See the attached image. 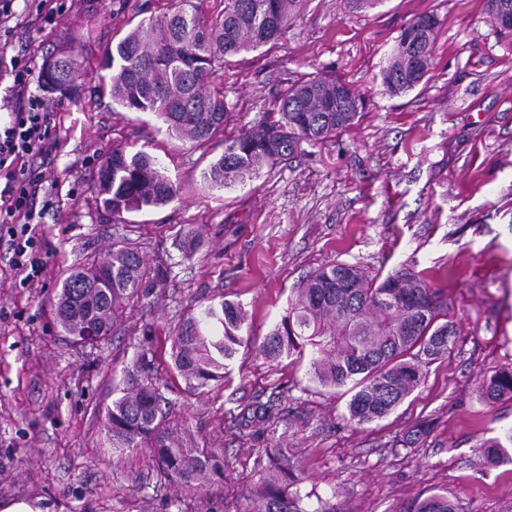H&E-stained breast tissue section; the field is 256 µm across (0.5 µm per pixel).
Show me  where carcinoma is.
<instances>
[{
	"label": "carcinoma",
	"instance_id": "1",
	"mask_svg": "<svg viewBox=\"0 0 512 512\" xmlns=\"http://www.w3.org/2000/svg\"><path fill=\"white\" fill-rule=\"evenodd\" d=\"M301 0H224V9L207 16L195 0H175L162 15L142 19L107 49L101 67L112 72L109 94L129 112H151L181 141L205 146L224 134L229 108L214 79L224 63L281 39ZM416 50L424 65L416 75L400 76L407 51L405 31L387 53L381 81L392 95L418 86L430 69L440 26ZM74 59L61 53L44 63L41 83L64 98L77 95ZM339 85L347 92L345 112H322L321 93ZM366 109L364 97L332 75L302 76L274 101L254 125L224 139V151L203 172L212 188L234 189L259 178L266 168L295 158L302 144H324L353 127ZM97 197L112 217L157 208L178 192L159 160L146 151L114 146L93 180ZM145 259L136 250L114 247L101 260L74 268L57 294L59 325L71 336L92 316L102 336L122 320L126 306L146 294ZM245 314L235 302L191 310L167 341L187 390L205 392L224 378L227 361L244 342ZM455 324L447 319L440 289L422 272L401 267L383 279L369 277L354 264L336 263L315 271L288 303L280 322L256 343L268 359L283 354L309 360L311 382L324 389L352 391L349 420L367 425L389 416L425 378L424 368L448 356ZM480 399L494 405L512 399V367L478 383ZM105 420L112 452L145 450L177 489L224 480V449L190 448L173 435L151 361L138 357L112 385ZM430 433L420 423L402 440L414 447ZM496 463L512 458V448L494 439L480 446ZM267 475L254 487L244 512H336V494L321 495L286 448L266 451ZM408 512H457L448 494L432 492Z\"/></svg>",
	"mask_w": 512,
	"mask_h": 512
}]
</instances>
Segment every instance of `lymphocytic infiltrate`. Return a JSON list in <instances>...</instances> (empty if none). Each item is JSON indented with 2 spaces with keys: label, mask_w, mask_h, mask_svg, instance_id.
Returning <instances> with one entry per match:
<instances>
[{
  "label": "lymphocytic infiltrate",
  "mask_w": 512,
  "mask_h": 512,
  "mask_svg": "<svg viewBox=\"0 0 512 512\" xmlns=\"http://www.w3.org/2000/svg\"><path fill=\"white\" fill-rule=\"evenodd\" d=\"M0 70L13 78L0 100V109L9 114L8 121L0 123V232L8 238L11 269L29 283L45 270L41 259L45 244L33 226L42 219L34 206L41 187L36 164L50 149L46 108L30 91L25 58L9 55L4 43H0Z\"/></svg>",
  "instance_id": "1"
}]
</instances>
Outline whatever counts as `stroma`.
<instances>
[{
  "label": "stroma",
  "instance_id": "stroma-1",
  "mask_svg": "<svg viewBox=\"0 0 512 512\" xmlns=\"http://www.w3.org/2000/svg\"><path fill=\"white\" fill-rule=\"evenodd\" d=\"M46 22L13 34L30 90L46 104L55 147L36 198L48 247L40 281L22 284L0 247V502L48 512H243L268 448H287L338 512H407L444 490L458 512H512V464L488 462L480 443L512 429V400L486 405L478 382L512 366V35L483 0H384L367 12L346 0H303L276 45L234 57L218 82L231 108L225 136L253 125L303 74L345 79L366 101L333 142L265 169L250 186L212 189L202 175L223 149L168 135L155 115L115 104L103 51L172 0H64ZM441 21L432 66L393 96L381 61L418 15ZM66 49L80 68L78 97L46 91L40 68ZM157 157L177 184L165 206L118 221L99 204L93 174L113 145ZM127 245L145 258L147 294L93 346L72 344L54 315L70 270ZM355 264L369 276L410 266L448 301L452 352L386 419L356 426L350 395L310 382L306 364L268 360L242 345L220 385L191 394L162 342L201 302L240 303L248 336L280 322L317 269ZM170 416L196 446L224 451L223 483L172 490L144 453L113 454L104 425L112 382L140 353ZM276 400L273 421L244 425L255 403ZM433 430L399 447L417 421Z\"/></svg>",
  "mask_w": 512,
  "mask_h": 512
}]
</instances>
